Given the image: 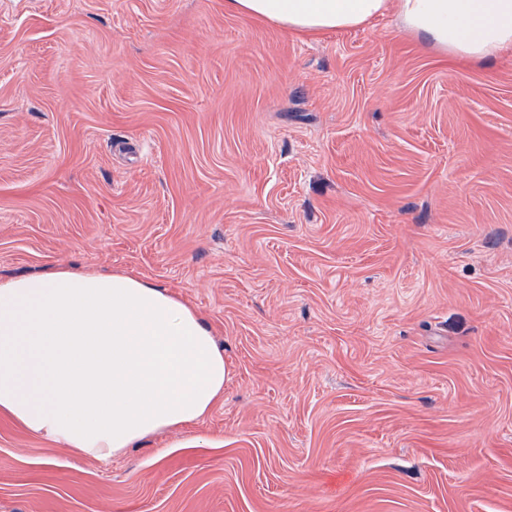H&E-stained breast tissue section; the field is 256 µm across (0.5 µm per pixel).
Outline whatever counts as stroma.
<instances>
[{
  "label": "stroma",
  "instance_id": "35a3bbf8",
  "mask_svg": "<svg viewBox=\"0 0 512 512\" xmlns=\"http://www.w3.org/2000/svg\"><path fill=\"white\" fill-rule=\"evenodd\" d=\"M57 265L181 295L230 378L108 462L0 415V512H512V49L0 0V278Z\"/></svg>",
  "mask_w": 512,
  "mask_h": 512
}]
</instances>
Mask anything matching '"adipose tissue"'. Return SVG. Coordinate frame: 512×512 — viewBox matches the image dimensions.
Here are the masks:
<instances>
[{
	"label": "adipose tissue",
	"instance_id": "ef3b65f1",
	"mask_svg": "<svg viewBox=\"0 0 512 512\" xmlns=\"http://www.w3.org/2000/svg\"><path fill=\"white\" fill-rule=\"evenodd\" d=\"M226 12L316 36L395 11L442 52L512 49V0H224ZM229 370L200 312L124 271L0 279V413L75 454L107 460L204 417Z\"/></svg>",
	"mask_w": 512,
	"mask_h": 512
}]
</instances>
